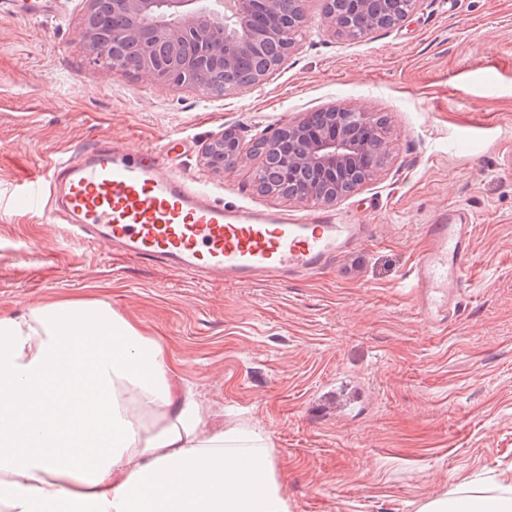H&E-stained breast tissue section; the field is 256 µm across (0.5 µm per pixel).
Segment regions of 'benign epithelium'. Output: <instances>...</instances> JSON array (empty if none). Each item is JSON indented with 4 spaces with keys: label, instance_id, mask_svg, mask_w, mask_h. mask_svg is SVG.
<instances>
[{
    "label": "benign epithelium",
    "instance_id": "obj_1",
    "mask_svg": "<svg viewBox=\"0 0 512 512\" xmlns=\"http://www.w3.org/2000/svg\"><path fill=\"white\" fill-rule=\"evenodd\" d=\"M87 7L82 20V46L87 52L107 51L116 39H123L140 48L138 72L148 74L171 88L191 83L190 65L202 53L212 54L216 44L212 35L224 34L225 93L244 87L260 88L268 70H259L245 85L234 79L235 58L243 52L257 49L252 38V26L257 15L280 16L281 0H85ZM341 12L353 10L367 17L363 31L377 27L390 10L391 0H339ZM305 23L304 8L282 19L269 29L272 41H282L288 50L296 47L291 33ZM323 30L337 37L346 34L349 26L336 17V10H325ZM357 116L368 127L374 115L349 106H332L323 113V125L311 128L306 120H293L281 127L266 141L267 152H278L290 141L304 144L300 153L284 156L288 173L300 176L308 173L319 182L336 188L337 196L325 197L314 187L301 193L284 187L280 196L311 204H328L336 197L346 196L341 175L357 166L364 146L351 139L342 129L340 116ZM230 151L234 163L245 161L249 151L239 140L215 136L206 149L207 165L222 170L219 159Z\"/></svg>",
    "mask_w": 512,
    "mask_h": 512
}]
</instances>
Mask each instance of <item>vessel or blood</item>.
I'll return each instance as SVG.
<instances>
[{
	"label": "vessel or blood",
	"instance_id": "b4317fda",
	"mask_svg": "<svg viewBox=\"0 0 512 512\" xmlns=\"http://www.w3.org/2000/svg\"><path fill=\"white\" fill-rule=\"evenodd\" d=\"M30 211L52 209L80 245L105 243L196 282L260 285L319 273L370 235L334 213L293 219L270 209L224 205L168 165L152 147L129 151L109 136L55 157L14 197ZM476 225L462 209L427 225L412 267L419 312L436 329L451 324Z\"/></svg>",
	"mask_w": 512,
	"mask_h": 512
}]
</instances>
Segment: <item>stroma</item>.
<instances>
[{
    "mask_svg": "<svg viewBox=\"0 0 512 512\" xmlns=\"http://www.w3.org/2000/svg\"><path fill=\"white\" fill-rule=\"evenodd\" d=\"M258 90L220 98L145 74L104 73L81 48L84 0L42 20L0 15V315L104 301L160 339L173 383L206 428L251 421L270 437L291 512H417L472 475L512 469V0H421L405 23L352 40L320 34ZM333 104L387 116L391 157L333 203L369 241L311 279L229 287L66 237L13 198L49 159L110 136L179 140L168 163L228 205L292 213L259 193L252 156L221 172L210 140L249 144ZM478 220L460 313L421 318L406 275L427 224Z\"/></svg>",
    "mask_w": 512,
    "mask_h": 512,
    "instance_id": "stroma-1",
    "label": "stroma"
}]
</instances>
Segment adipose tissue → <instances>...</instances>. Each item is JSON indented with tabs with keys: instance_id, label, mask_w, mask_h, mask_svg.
Listing matches in <instances>:
<instances>
[{
	"instance_id": "adipose-tissue-1",
	"label": "adipose tissue",
	"mask_w": 512,
	"mask_h": 512,
	"mask_svg": "<svg viewBox=\"0 0 512 512\" xmlns=\"http://www.w3.org/2000/svg\"><path fill=\"white\" fill-rule=\"evenodd\" d=\"M162 345L103 301L0 317V512H290L269 436L209 432ZM418 512H512L488 473Z\"/></svg>"
}]
</instances>
